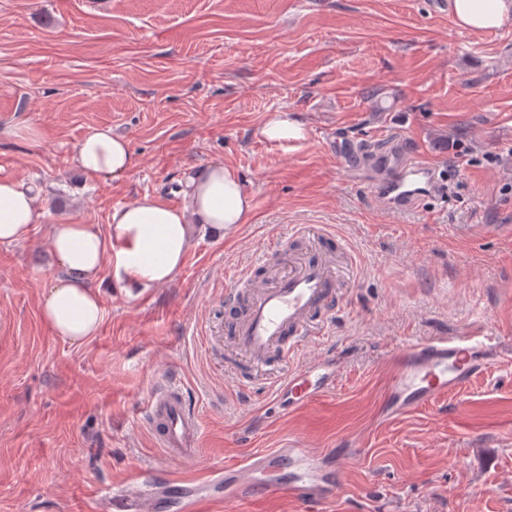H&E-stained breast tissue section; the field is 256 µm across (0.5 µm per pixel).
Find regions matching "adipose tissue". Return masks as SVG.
I'll list each match as a JSON object with an SVG mask.
<instances>
[{"label": "adipose tissue", "instance_id": "adipose-tissue-1", "mask_svg": "<svg viewBox=\"0 0 512 512\" xmlns=\"http://www.w3.org/2000/svg\"><path fill=\"white\" fill-rule=\"evenodd\" d=\"M457 27L483 33L512 23V0H452ZM75 162L92 177L120 178L137 161L128 139L98 128L79 143ZM187 202L177 206L154 194L113 209L106 228L62 221L50 230V252L58 270L41 305L44 322L63 341L79 345L103 321L102 273L127 294L165 285L181 272L195 232L229 234L250 220L254 204L234 170L217 163L190 178ZM44 212L33 190L0 177V243L25 240Z\"/></svg>", "mask_w": 512, "mask_h": 512}]
</instances>
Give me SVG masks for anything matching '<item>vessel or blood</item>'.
<instances>
[{
    "instance_id": "vessel-or-blood-1",
    "label": "vessel or blood",
    "mask_w": 512,
    "mask_h": 512,
    "mask_svg": "<svg viewBox=\"0 0 512 512\" xmlns=\"http://www.w3.org/2000/svg\"><path fill=\"white\" fill-rule=\"evenodd\" d=\"M441 190L431 163L398 152L389 157L376 192L389 208L403 209ZM254 270L251 264L240 269L224 291L226 306L241 310L233 324L235 343L254 364L275 358L284 366L272 382L279 403L291 409L311 405L334 392L342 359L324 355L296 370L289 364L325 334L341 297L336 275L328 259L310 258L298 262L276 287L255 288ZM387 364L381 409L393 421L434 404L492 365H511L512 344L498 332L434 336L403 345ZM145 417L167 454L183 456L197 448L200 415L181 385L169 379L156 384ZM216 476L226 488L225 501L242 505L283 493L304 512H318L336 493L338 466L320 462L292 443L248 454ZM159 491L154 473H143L130 485L113 487L112 512H154Z\"/></svg>"
}]
</instances>
